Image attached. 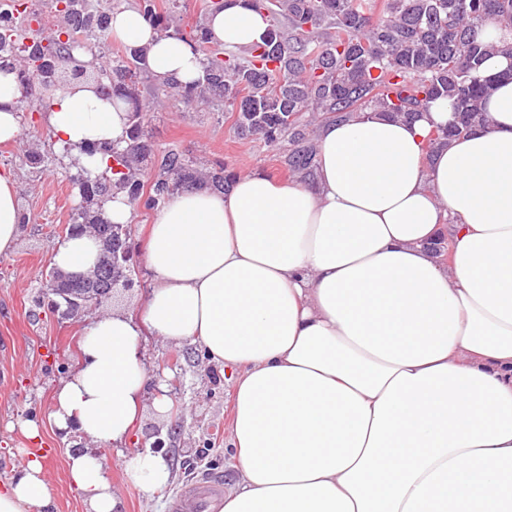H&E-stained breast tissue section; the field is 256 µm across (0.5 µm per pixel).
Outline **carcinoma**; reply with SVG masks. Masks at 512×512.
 <instances>
[{
	"instance_id": "obj_1",
	"label": "carcinoma",
	"mask_w": 512,
	"mask_h": 512,
	"mask_svg": "<svg viewBox=\"0 0 512 512\" xmlns=\"http://www.w3.org/2000/svg\"><path fill=\"white\" fill-rule=\"evenodd\" d=\"M244 5L269 18L263 43L229 49L210 41L203 22L186 40L203 55L202 71L188 88L166 82L185 107L202 103L234 113L241 136H258L274 150L288 141L289 171L300 177L312 174L314 146L299 129L305 112H319L328 120L374 107L391 115L412 117L440 97L453 100L459 122L442 136L430 139L429 148L449 140L484 120L482 100L492 80L479 76V68L492 51L512 59V43L488 44L479 37L486 21L493 19L512 28V0H243ZM138 8L160 31L168 33L166 18L155 0H139ZM16 4L0 7V69L9 68L17 54L38 55L43 60L44 91L64 72L87 73V66L72 56V43L53 37L44 44L16 33ZM57 31L74 41L94 44L103 51L111 44V10L99 0H68L55 10ZM140 49L124 48L112 60V79H102L99 89L127 98L129 85L146 74ZM125 171L102 180L86 206L74 214L68 235L81 224H100L99 263L112 265V238L118 234L128 244L131 233L113 231L104 206L116 193L147 209L162 207L175 191L206 181L218 189L234 173L220 166L202 177L193 160L169 151L144 191L139 164L151 156L144 139L127 135Z\"/></svg>"
}]
</instances>
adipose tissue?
<instances>
[{"instance_id":"ef3b65f1","label":"adipose tissue","mask_w":512,"mask_h":512,"mask_svg":"<svg viewBox=\"0 0 512 512\" xmlns=\"http://www.w3.org/2000/svg\"><path fill=\"white\" fill-rule=\"evenodd\" d=\"M267 18L243 5L210 13L211 40L261 41ZM111 35L146 51L159 82L191 84L202 55L160 33L135 6L112 8ZM512 59L487 57V124L430 148L456 123L439 98L415 117L374 108L318 131L310 180L235 175L229 191L172 195L151 226L154 274L139 316L90 320L82 361L50 418L93 451L69 477L85 512H121L104 449L142 411L140 336L197 344L232 376L227 451L237 479L214 512H512ZM17 71H0V143L21 134ZM49 134L83 168L109 170L104 142L124 141L128 105L94 83L68 84L44 110ZM11 170H0V255L21 232ZM91 239L52 264L79 274ZM146 500L174 480L145 449L125 462ZM43 454L19 451L0 482V512H47Z\"/></svg>"}]
</instances>
